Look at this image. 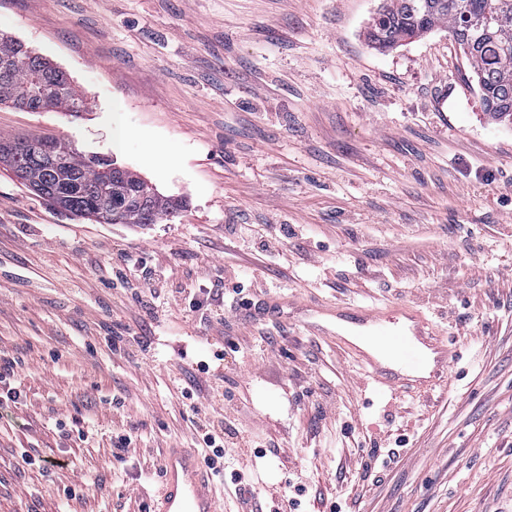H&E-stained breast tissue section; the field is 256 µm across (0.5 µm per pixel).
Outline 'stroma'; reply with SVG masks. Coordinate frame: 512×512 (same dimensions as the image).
Returning a JSON list of instances; mask_svg holds the SVG:
<instances>
[{
    "label": "stroma",
    "mask_w": 512,
    "mask_h": 512,
    "mask_svg": "<svg viewBox=\"0 0 512 512\" xmlns=\"http://www.w3.org/2000/svg\"><path fill=\"white\" fill-rule=\"evenodd\" d=\"M380 5L0 0V33L90 103L2 104L0 132L68 140L188 201L158 224H100L0 168V357L24 361L26 393L0 418V512H66V485L78 512H153L161 453L199 448L198 415L227 411L221 512L240 489L263 512H512V121L483 111L447 30L371 48ZM229 224L295 233L276 256H245ZM126 254L181 305L139 303ZM237 265L282 317L190 309ZM336 302L424 310L456 347L447 381L371 397L352 355L302 326ZM246 333L258 345L233 351ZM202 360L211 386L184 398ZM127 433L136 452L120 463ZM363 447L380 451L366 470ZM25 451L68 467L43 473Z\"/></svg>",
    "instance_id": "stroma-1"
}]
</instances>
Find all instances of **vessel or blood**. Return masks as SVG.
Returning a JSON list of instances; mask_svg holds the SVG:
<instances>
[{"label":"vessel or blood","instance_id":"vessel-or-blood-1","mask_svg":"<svg viewBox=\"0 0 512 512\" xmlns=\"http://www.w3.org/2000/svg\"><path fill=\"white\" fill-rule=\"evenodd\" d=\"M333 316L337 324L362 327L370 348L354 354L373 381V393L428 391L447 378L448 339L416 306L382 310L345 303ZM155 512H218L212 477L193 451L175 448L164 456Z\"/></svg>","mask_w":512,"mask_h":512}]
</instances>
